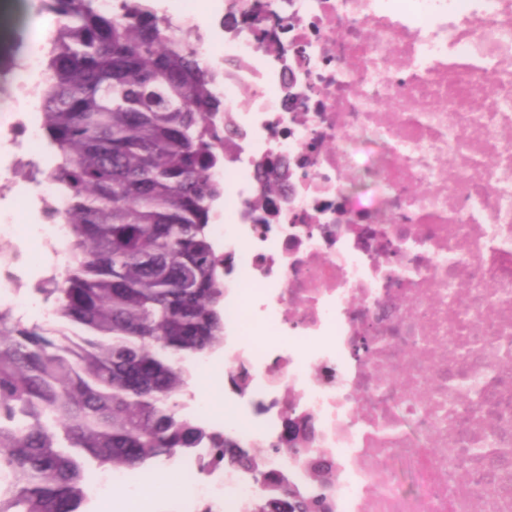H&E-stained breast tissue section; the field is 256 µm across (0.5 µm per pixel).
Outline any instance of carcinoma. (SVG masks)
Returning a JSON list of instances; mask_svg holds the SVG:
<instances>
[{
  "label": "carcinoma",
  "mask_w": 512,
  "mask_h": 512,
  "mask_svg": "<svg viewBox=\"0 0 512 512\" xmlns=\"http://www.w3.org/2000/svg\"><path fill=\"white\" fill-rule=\"evenodd\" d=\"M46 0L58 18L36 88L42 134L55 163L39 170L61 204L70 257L36 286L80 342L52 325L21 323L0 308V512H83L85 461L99 470L145 469L205 444L206 468L248 469L261 448L189 420L180 397L190 354L224 346V274L211 207L224 195L212 177L223 158L221 74L201 65L191 30L160 17L152 0ZM185 272L181 283L168 267ZM153 372L130 390L127 369ZM251 512H287L278 484ZM293 512L321 495L293 486Z\"/></svg>",
  "instance_id": "obj_1"
}]
</instances>
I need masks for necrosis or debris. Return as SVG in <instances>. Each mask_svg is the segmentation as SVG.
I'll return each instance as SVG.
<instances>
[{
	"instance_id": "obj_1",
	"label": "necrosis or debris",
	"mask_w": 512,
	"mask_h": 512,
	"mask_svg": "<svg viewBox=\"0 0 512 512\" xmlns=\"http://www.w3.org/2000/svg\"><path fill=\"white\" fill-rule=\"evenodd\" d=\"M177 2L169 17L209 49L239 129L213 172L237 220L210 226L232 256L226 353L187 357L214 381L189 391L185 415L263 449L258 470L305 492L304 467L277 446L288 414L309 415L310 449L336 470L333 512H512V0ZM261 5L288 21L271 36L279 53L260 47ZM274 156L302 165L292 208L271 214L254 201ZM368 173L372 197L344 194ZM22 236L36 245L0 269V300L36 312L17 272L43 250L66 260L68 232L0 225ZM236 372L229 419L219 404ZM204 454L174 463L178 512H246L252 474L203 471ZM154 480L95 474L92 496L120 491L128 512H152Z\"/></svg>"
}]
</instances>
